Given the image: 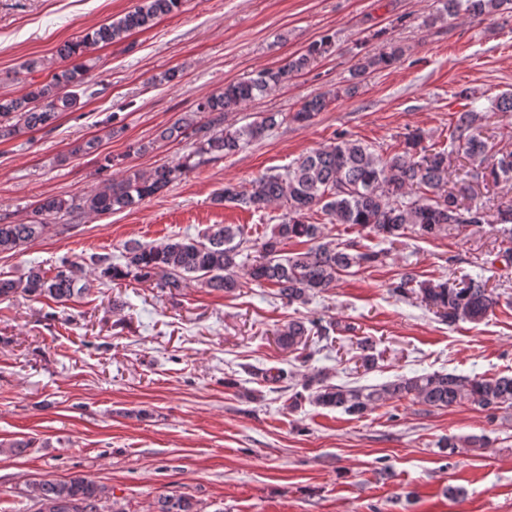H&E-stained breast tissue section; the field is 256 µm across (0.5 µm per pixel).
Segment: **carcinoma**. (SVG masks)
<instances>
[{
	"instance_id": "1",
	"label": "carcinoma",
	"mask_w": 512,
	"mask_h": 512,
	"mask_svg": "<svg viewBox=\"0 0 512 512\" xmlns=\"http://www.w3.org/2000/svg\"><path fill=\"white\" fill-rule=\"evenodd\" d=\"M442 9L428 17L432 26L449 17L486 19L511 12L512 0H441ZM184 0H136L127 12L89 31L82 38L66 41L55 52L56 61L34 59L26 63L31 75L48 69L50 78L31 77L21 96H0V141H8L28 132L53 130L63 113L77 106L75 88L87 83L92 51L119 43L132 33L154 26L159 19L181 10ZM332 38L310 43L303 51L276 67L257 71L248 78L230 83L212 93L193 112L183 113L177 121L161 128L154 140L134 146L141 154L158 142L194 140L195 150L177 166H159L145 175L128 168L121 178L80 197H48L37 202L34 219L28 224H0V254L16 252L40 237L51 216L89 213L110 215L131 208L167 187L182 172L193 167L191 159H216L238 152L244 144L261 138L280 124L279 112H268L253 123L239 128L224 127V116L239 109L269 90L307 70L325 54ZM401 46L391 43L374 54H367L358 64L353 78L394 65L403 56ZM330 102L327 95L303 102L292 115L299 123L311 121ZM488 112L475 109L460 112L448 136V147L428 148L420 132L408 134L400 150L382 156L357 139H342L309 152L285 173L264 174L247 186L224 184L214 195L218 205L234 204L253 212L282 202L288 216L274 225L270 234L256 241L244 236L236 224H212L199 239L173 235L158 245L130 243L123 248L125 263L116 265L108 255L93 258L100 276L112 280L133 278L138 282L157 281L178 288L193 281L211 291L231 293L243 287L240 281L243 252L258 253L248 275L260 285L276 288V295L288 304H306L310 298L337 286L341 276L352 269L376 267L386 252L355 244H339L327 239L320 225L308 221L309 212L319 209L332 224H352L369 235L391 243L411 231L423 239H433L456 227L469 224H500V231L512 235V200L500 204L493 218L485 207L475 203L463 208L453 192L439 193L450 176V156L463 153L472 167L466 176L472 182H512V152L501 156L493 152L481 136ZM306 239L311 246L287 255L284 246L293 239ZM415 278L405 274L389 285L390 292L406 297L412 293ZM93 279L85 267L65 260L54 275L33 266L15 279L0 278V299L24 295L51 299L65 304L91 290ZM422 302L436 309L448 325L478 322L498 305V295L482 278H464L419 285ZM329 339V328L304 318L292 319L278 331V343L290 351L307 350L313 343ZM310 402L318 407L340 409L351 416H362L381 403L412 399L428 407L445 409L462 404L493 411L512 406V376L469 377L432 372L400 376L380 385L351 387L328 382L315 371L304 383ZM33 441L15 439L0 442V452L23 455ZM485 435L448 436L440 447L455 455L484 450ZM27 496L36 512H124L118 502H109L105 487L84 475L65 480L32 479L26 484ZM156 512H196L193 501L183 495L163 493L156 502Z\"/></svg>"
}]
</instances>
